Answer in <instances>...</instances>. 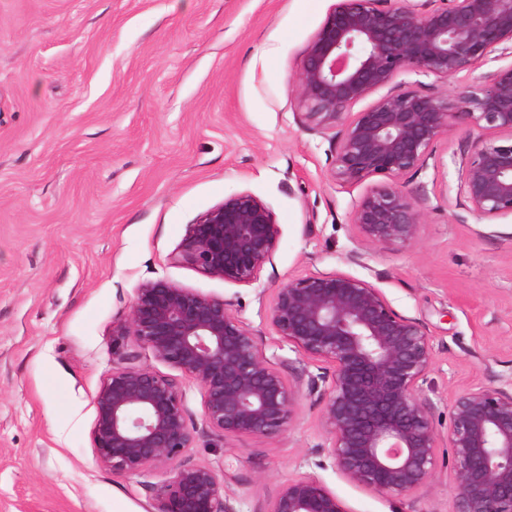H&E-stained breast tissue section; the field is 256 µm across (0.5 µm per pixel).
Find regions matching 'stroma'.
I'll return each mask as SVG.
<instances>
[{
  "label": "stroma",
  "mask_w": 512,
  "mask_h": 512,
  "mask_svg": "<svg viewBox=\"0 0 512 512\" xmlns=\"http://www.w3.org/2000/svg\"><path fill=\"white\" fill-rule=\"evenodd\" d=\"M336 0H0V512H157L165 470L97 465L94 398L119 357L178 378L195 430L183 460L209 466L238 512H268L288 480L320 481L347 512H454L447 449L412 497L350 482L317 401L299 395L278 437L223 441L202 425L203 392L134 339L112 342L136 287L165 279L230 300L298 385L330 371L267 323L289 279L339 270L428 324L434 426L458 391L512 377V217L471 214L457 166L473 140L458 122L401 188L424 213L414 244L367 248L350 221L376 176L335 179L331 133L299 121L303 52ZM512 64L508 54L449 81L399 73L395 90L455 95ZM282 235L260 279L239 285L174 263L188 224L240 191ZM362 263L349 262L351 251Z\"/></svg>",
  "instance_id": "stroma-1"
}]
</instances>
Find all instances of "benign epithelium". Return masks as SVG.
Returning <instances> with one entry per match:
<instances>
[{
	"label": "benign epithelium",
	"instance_id": "7a95c632",
	"mask_svg": "<svg viewBox=\"0 0 512 512\" xmlns=\"http://www.w3.org/2000/svg\"><path fill=\"white\" fill-rule=\"evenodd\" d=\"M512 50V0H337L307 45L297 75L301 122L335 131V178L392 183L365 194L351 223L376 249L417 241L424 214L398 180L428 165L433 145L465 120L478 129L458 167L457 194L476 216L512 215V64L453 102L417 90L350 108L402 71L446 81L467 65ZM268 205L235 193L187 226L172 256L224 281L250 285L278 250ZM267 321L301 355L332 365L308 376L328 453L352 482L413 496L426 489L440 443L457 488L455 512H512V380L457 392L446 438L426 394L433 352L426 324L395 311L382 291L342 271L293 278L275 289ZM196 383L203 422L223 440L275 438L290 424L299 389L274 366L231 303L164 279L136 287L126 320L112 330ZM97 464L118 473L169 468L158 512H237L212 469L180 461L192 447L184 394L150 368L117 366L96 394ZM269 512H346L322 483H285Z\"/></svg>",
	"mask_w": 512,
	"mask_h": 512
}]
</instances>
